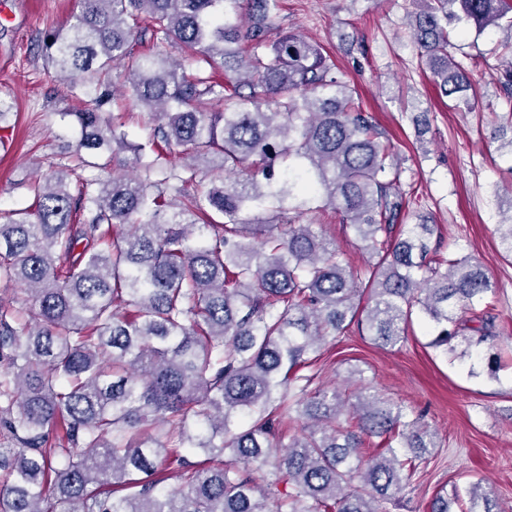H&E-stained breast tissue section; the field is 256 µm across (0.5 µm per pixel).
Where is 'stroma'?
<instances>
[{"label":"stroma","instance_id":"stroma-1","mask_svg":"<svg viewBox=\"0 0 512 512\" xmlns=\"http://www.w3.org/2000/svg\"><path fill=\"white\" fill-rule=\"evenodd\" d=\"M276 30L292 31L323 47L336 73L361 97L367 112L398 146L402 190L412 215L427 217L444 252L469 256L489 274L497 300V336L477 347L455 339V350L433 346L434 325L415 312L398 345L377 347L357 328L327 338L312 368L314 387H340L361 370L370 386L423 412L441 446L391 512H429L435 493L466 494L471 483L491 491L499 512H512V257L497 226L507 219L496 192L512 184V153L495 130L512 119V97L500 87L501 29L476 33L449 24L457 61L476 58L477 95L470 110L441 96L418 65L405 26L414 0H280ZM80 9L79 0H0V96L15 114L0 126V213L31 204L36 177L78 166L69 113L88 105L79 88L60 81L38 44ZM105 118H117L129 142L152 138L149 112L115 96ZM303 224L322 225L354 267L368 251L331 209L309 211Z\"/></svg>","mask_w":512,"mask_h":512}]
</instances>
